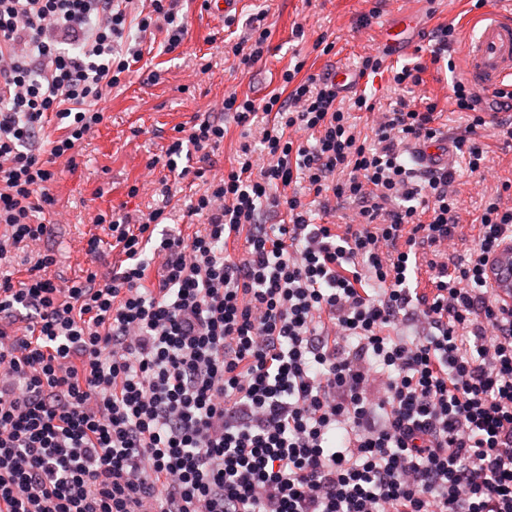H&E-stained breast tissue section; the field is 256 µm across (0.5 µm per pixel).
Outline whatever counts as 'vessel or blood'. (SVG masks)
<instances>
[{
    "label": "vessel or blood",
    "instance_id": "obj_1",
    "mask_svg": "<svg viewBox=\"0 0 512 512\" xmlns=\"http://www.w3.org/2000/svg\"><path fill=\"white\" fill-rule=\"evenodd\" d=\"M478 27L465 47L463 68L482 95L490 96L512 77V11H491ZM414 158L425 169L443 167L452 161V147L445 139L427 143L416 148ZM490 282L500 295L512 293V259L502 258Z\"/></svg>",
    "mask_w": 512,
    "mask_h": 512
}]
</instances>
